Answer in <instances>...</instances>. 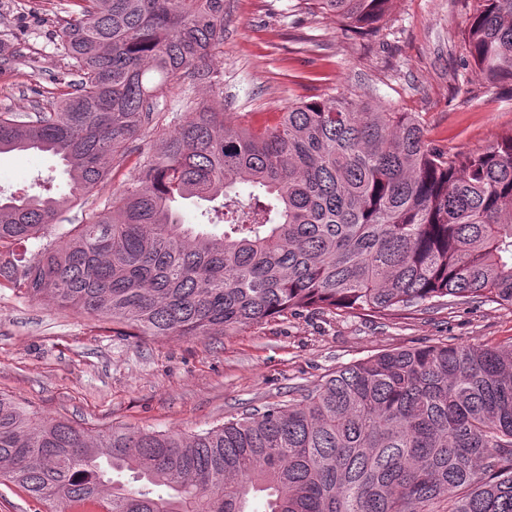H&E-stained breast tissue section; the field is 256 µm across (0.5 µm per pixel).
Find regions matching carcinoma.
<instances>
[{"mask_svg":"<svg viewBox=\"0 0 512 512\" xmlns=\"http://www.w3.org/2000/svg\"><path fill=\"white\" fill-rule=\"evenodd\" d=\"M371 33L388 0H314ZM59 36L69 91L0 112V153L49 152L101 208L53 245L60 200L0 199V281L137 336H209L321 309L387 319L512 306V133L430 146L412 112L348 91L289 105L260 132L198 106L102 196L130 145L163 127L174 80L206 76L224 0H74ZM474 64L512 79V0H471ZM24 58L0 40V63ZM190 200L202 222L186 224ZM224 222L216 236L204 229ZM38 245L36 253L28 245ZM0 479L57 512H512V343L393 350L300 398L202 433L91 434L0 394ZM139 484L132 490L128 482Z\"/></svg>","mask_w":512,"mask_h":512,"instance_id":"carcinoma-1","label":"carcinoma"}]
</instances>
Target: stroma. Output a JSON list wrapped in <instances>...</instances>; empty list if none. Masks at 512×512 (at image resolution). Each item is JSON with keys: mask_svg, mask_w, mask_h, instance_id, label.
<instances>
[{"mask_svg": "<svg viewBox=\"0 0 512 512\" xmlns=\"http://www.w3.org/2000/svg\"><path fill=\"white\" fill-rule=\"evenodd\" d=\"M71 0H0L35 65L0 70V111H30L65 59L50 41ZM464 0H390L368 38L308 0H224V41L206 69L218 84L176 81L165 109L188 102L260 129L288 105L349 89L355 100L415 113L445 151L485 148L512 132V81L489 83L465 37ZM59 196L69 178L47 153L0 154V196ZM512 343V306H445L369 316L300 310L230 335L129 336L121 327L0 287V394L89 431L131 427L193 434L286 401L337 369L395 349Z\"/></svg>", "mask_w": 512, "mask_h": 512, "instance_id": "obj_1", "label": "stroma"}]
</instances>
